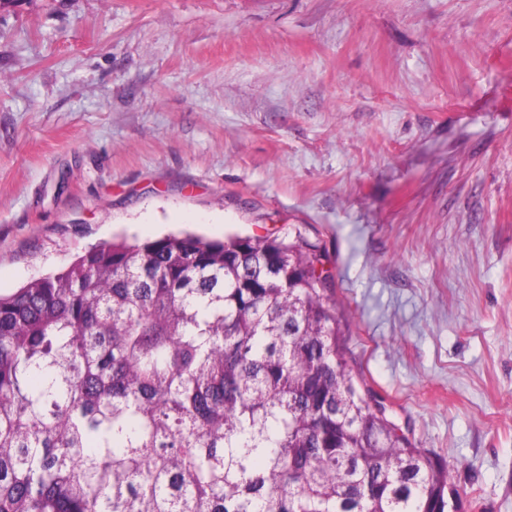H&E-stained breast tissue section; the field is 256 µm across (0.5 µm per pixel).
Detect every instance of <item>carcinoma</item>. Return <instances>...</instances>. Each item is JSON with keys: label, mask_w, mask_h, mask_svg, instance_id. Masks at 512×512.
<instances>
[{"label": "carcinoma", "mask_w": 512, "mask_h": 512, "mask_svg": "<svg viewBox=\"0 0 512 512\" xmlns=\"http://www.w3.org/2000/svg\"><path fill=\"white\" fill-rule=\"evenodd\" d=\"M297 235L86 249L0 295V512H446Z\"/></svg>", "instance_id": "obj_1"}]
</instances>
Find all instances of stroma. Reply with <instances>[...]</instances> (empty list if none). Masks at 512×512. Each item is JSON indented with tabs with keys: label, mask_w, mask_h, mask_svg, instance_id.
Here are the masks:
<instances>
[{
	"label": "stroma",
	"mask_w": 512,
	"mask_h": 512,
	"mask_svg": "<svg viewBox=\"0 0 512 512\" xmlns=\"http://www.w3.org/2000/svg\"><path fill=\"white\" fill-rule=\"evenodd\" d=\"M291 232L371 403L512 512V0H10L0 294L120 235Z\"/></svg>",
	"instance_id": "stroma-1"
}]
</instances>
